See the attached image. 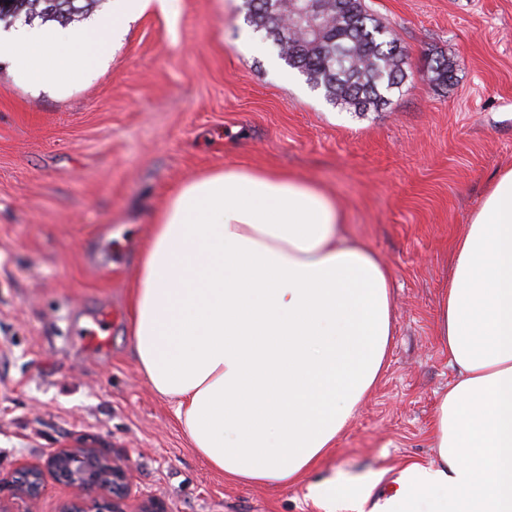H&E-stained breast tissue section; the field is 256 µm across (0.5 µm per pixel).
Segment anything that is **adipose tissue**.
Returning a JSON list of instances; mask_svg holds the SVG:
<instances>
[{
    "mask_svg": "<svg viewBox=\"0 0 512 512\" xmlns=\"http://www.w3.org/2000/svg\"><path fill=\"white\" fill-rule=\"evenodd\" d=\"M179 0H112L93 28L0 36L22 79L60 89L112 55L127 23ZM324 185L230 164L173 188L153 215L130 297L140 371L189 443L234 483L288 486L336 446L381 378L392 272L342 233ZM438 336L453 379L431 441L381 512H512V168L453 247Z\"/></svg>",
    "mask_w": 512,
    "mask_h": 512,
    "instance_id": "obj_1",
    "label": "adipose tissue"
}]
</instances>
